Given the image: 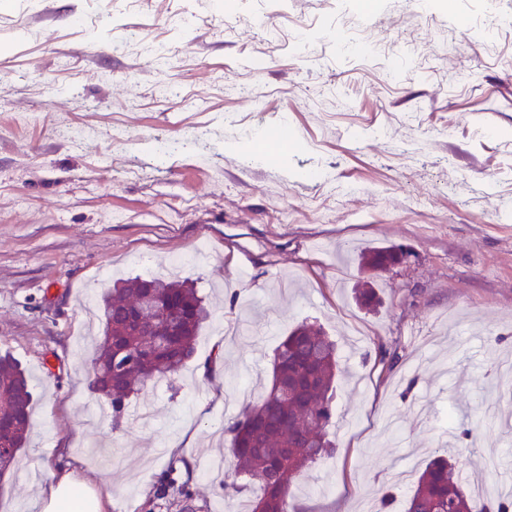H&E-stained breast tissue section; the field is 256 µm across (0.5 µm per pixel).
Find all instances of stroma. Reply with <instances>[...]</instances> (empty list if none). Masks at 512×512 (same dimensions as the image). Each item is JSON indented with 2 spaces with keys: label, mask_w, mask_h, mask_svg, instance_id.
Listing matches in <instances>:
<instances>
[{
  "label": "stroma",
  "mask_w": 512,
  "mask_h": 512,
  "mask_svg": "<svg viewBox=\"0 0 512 512\" xmlns=\"http://www.w3.org/2000/svg\"><path fill=\"white\" fill-rule=\"evenodd\" d=\"M496 10L488 32L477 0H0V354L35 399L0 512H34L58 466L112 512H228L204 470L231 462L217 431L305 321L346 375L304 512L403 496L398 474L447 445L471 481L512 482V0ZM368 245L408 258L370 278L339 256ZM174 256L213 317L141 392L152 424L113 429L88 307ZM169 473L188 497L157 496Z\"/></svg>",
  "instance_id": "35a3bbf8"
}]
</instances>
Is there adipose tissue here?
<instances>
[{
    "mask_svg": "<svg viewBox=\"0 0 512 512\" xmlns=\"http://www.w3.org/2000/svg\"><path fill=\"white\" fill-rule=\"evenodd\" d=\"M50 484L37 499L40 512H105L112 499L73 473L53 471Z\"/></svg>",
    "mask_w": 512,
    "mask_h": 512,
    "instance_id": "ef3b65f1",
    "label": "adipose tissue"
}]
</instances>
